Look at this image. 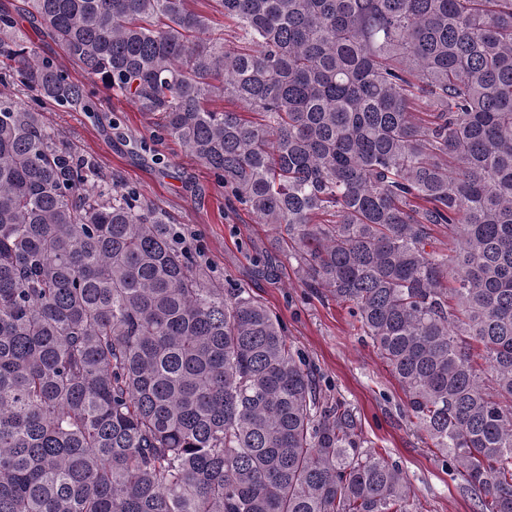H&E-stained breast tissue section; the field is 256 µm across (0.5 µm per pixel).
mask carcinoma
Segmentation results:
<instances>
[{"label": "carcinoma", "mask_w": 512, "mask_h": 512, "mask_svg": "<svg viewBox=\"0 0 512 512\" xmlns=\"http://www.w3.org/2000/svg\"><path fill=\"white\" fill-rule=\"evenodd\" d=\"M190 2L0 0L32 100L0 90V512H412L273 312L44 123L98 108L20 18L351 307L477 512H512V0H213L232 46Z\"/></svg>", "instance_id": "1"}]
</instances>
